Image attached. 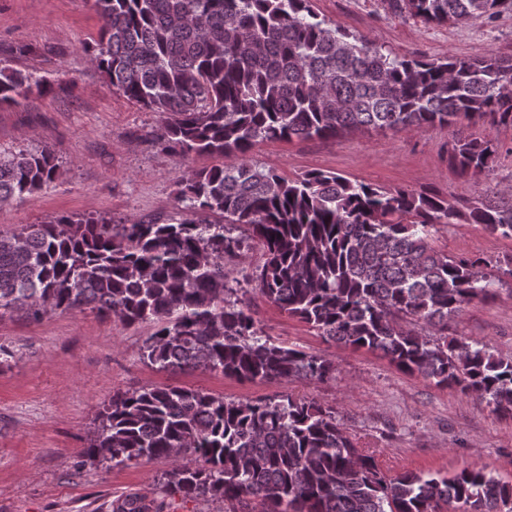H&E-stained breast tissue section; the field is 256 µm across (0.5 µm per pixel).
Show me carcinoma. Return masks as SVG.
I'll return each instance as SVG.
<instances>
[{
	"label": "carcinoma",
	"instance_id": "carcinoma-1",
	"mask_svg": "<svg viewBox=\"0 0 512 512\" xmlns=\"http://www.w3.org/2000/svg\"><path fill=\"white\" fill-rule=\"evenodd\" d=\"M309 0H96L104 26L93 47L112 90L159 114L162 150L227 159L188 169L171 223L113 224L61 215L0 234V316L82 311L151 323L142 356L158 370L197 369L240 380H324L335 364L275 341L256 326L247 292L224 259L255 243L263 262L245 277L267 302L327 341L379 351L398 368L487 400L512 415V359L448 338V320L493 284L481 257L435 250L439 224H482L512 239V194L458 207L437 195L354 183L331 171L285 178L249 159L257 144L453 127L489 118L512 126V58L393 56L312 11ZM426 23L512 12V0H391ZM43 76L0 64V107ZM498 146L452 133L448 159L487 177ZM60 176L48 148L0 154V202ZM217 215L219 222L208 220ZM243 229L230 235V227ZM423 323L422 336L409 325ZM83 463L167 459L168 495L221 500L229 512H504L512 484L482 467L451 476L387 477L336 412L280 394L226 401L177 386L116 392L82 448ZM112 512H164L145 498Z\"/></svg>",
	"mask_w": 512,
	"mask_h": 512
}]
</instances>
